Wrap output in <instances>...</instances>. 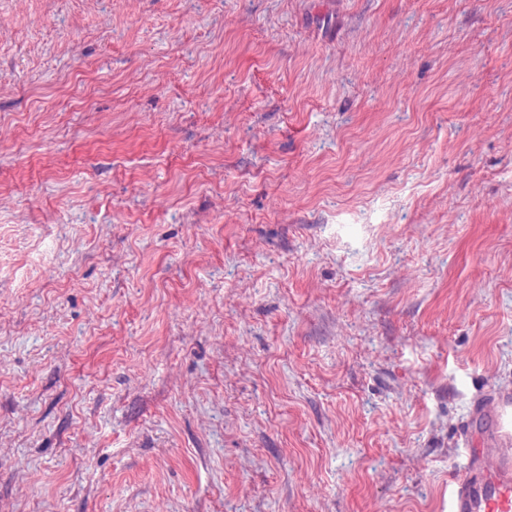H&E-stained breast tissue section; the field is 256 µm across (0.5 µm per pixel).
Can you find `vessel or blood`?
<instances>
[{"label":"vessel or blood","mask_w":512,"mask_h":512,"mask_svg":"<svg viewBox=\"0 0 512 512\" xmlns=\"http://www.w3.org/2000/svg\"><path fill=\"white\" fill-rule=\"evenodd\" d=\"M489 416L495 422L494 449L467 456L450 476L448 512H512V392L492 398Z\"/></svg>","instance_id":"1"}]
</instances>
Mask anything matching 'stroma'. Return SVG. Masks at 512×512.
Instances as JSON below:
<instances>
[{
	"label": "stroma",
	"mask_w": 512,
	"mask_h": 512,
	"mask_svg": "<svg viewBox=\"0 0 512 512\" xmlns=\"http://www.w3.org/2000/svg\"><path fill=\"white\" fill-rule=\"evenodd\" d=\"M512 389V0H0V512H448Z\"/></svg>",
	"instance_id": "1"
}]
</instances>
